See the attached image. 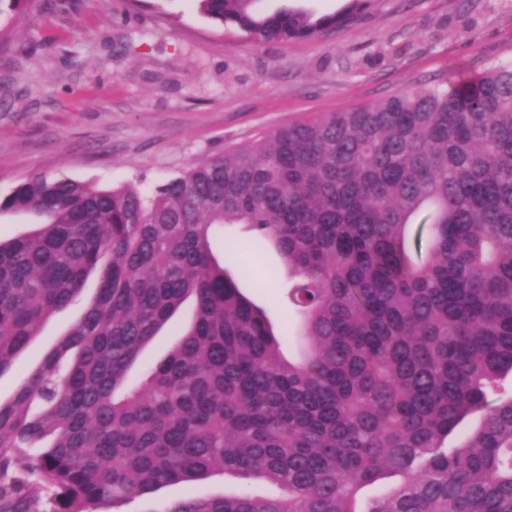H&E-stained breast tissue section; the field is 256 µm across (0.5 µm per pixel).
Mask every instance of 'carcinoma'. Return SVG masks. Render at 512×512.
I'll list each match as a JSON object with an SVG mask.
<instances>
[{
  "label": "carcinoma",
  "instance_id": "carcinoma-1",
  "mask_svg": "<svg viewBox=\"0 0 512 512\" xmlns=\"http://www.w3.org/2000/svg\"><path fill=\"white\" fill-rule=\"evenodd\" d=\"M198 2L254 43L370 6L315 19ZM3 211L41 225L0 243V375L47 319L93 299L0 404V512H99L218 469L237 491L160 512H512V397L489 401L512 373L511 65L289 121L150 197L35 176ZM243 243L283 260L297 358L238 285ZM188 302L167 358L130 380Z\"/></svg>",
  "mask_w": 512,
  "mask_h": 512
}]
</instances>
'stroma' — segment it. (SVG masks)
Instances as JSON below:
<instances>
[{
  "instance_id": "obj_1",
  "label": "stroma",
  "mask_w": 512,
  "mask_h": 512,
  "mask_svg": "<svg viewBox=\"0 0 512 512\" xmlns=\"http://www.w3.org/2000/svg\"><path fill=\"white\" fill-rule=\"evenodd\" d=\"M512 64V0H373L346 27L256 44L218 26L196 0H32L0 22V196L39 175L145 194L224 150L299 117ZM239 286L274 324L288 312L271 275L276 251L242 248ZM54 314L0 374L10 401L82 314ZM226 488L222 472L138 498L160 512Z\"/></svg>"
}]
</instances>
